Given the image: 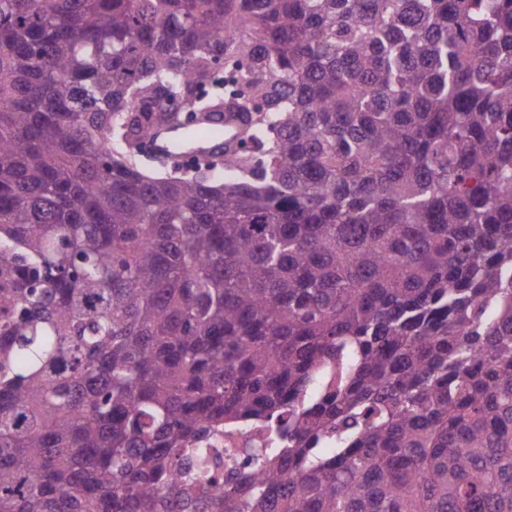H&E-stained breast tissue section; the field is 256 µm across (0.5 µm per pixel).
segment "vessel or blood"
Returning a JSON list of instances; mask_svg holds the SVG:
<instances>
[{"instance_id":"vessel-or-blood-1","label":"vessel or blood","mask_w":512,"mask_h":512,"mask_svg":"<svg viewBox=\"0 0 512 512\" xmlns=\"http://www.w3.org/2000/svg\"><path fill=\"white\" fill-rule=\"evenodd\" d=\"M239 113L208 116L196 122L194 128L178 125L154 133L151 144L156 156L172 158L178 155L206 156L233 147L240 138Z\"/></svg>"}]
</instances>
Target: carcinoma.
<instances>
[{
    "label": "carcinoma",
    "mask_w": 512,
    "mask_h": 512,
    "mask_svg": "<svg viewBox=\"0 0 512 512\" xmlns=\"http://www.w3.org/2000/svg\"><path fill=\"white\" fill-rule=\"evenodd\" d=\"M174 501L512 512V0H0V512ZM243 122L238 112H227L224 117L207 116L202 121H195L192 131L180 124L174 128H167L154 133L151 144L153 152L158 157L172 158L186 155L206 156L212 153L228 151L240 139L241 129L239 124ZM207 127L220 129L218 136H209L203 132ZM178 150V152H177ZM265 431L261 426L252 425L240 429L223 431L197 443L194 448H213L207 459V469L218 470L224 474L228 465L242 467L244 463L243 448L263 446Z\"/></svg>",
    "instance_id": "cac0c4a2"
}]
</instances>
